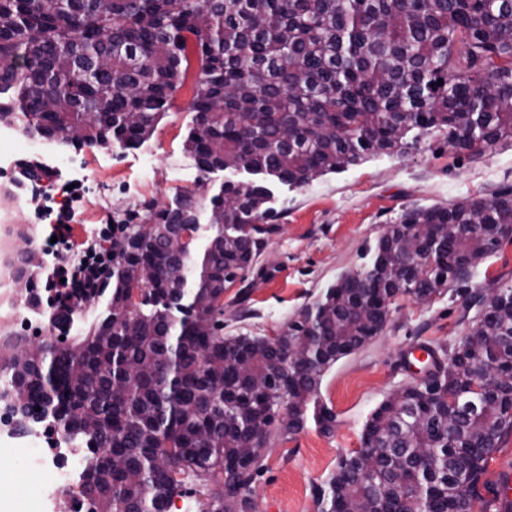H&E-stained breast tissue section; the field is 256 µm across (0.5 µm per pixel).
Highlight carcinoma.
Listing matches in <instances>:
<instances>
[{
    "mask_svg": "<svg viewBox=\"0 0 512 512\" xmlns=\"http://www.w3.org/2000/svg\"><path fill=\"white\" fill-rule=\"evenodd\" d=\"M191 44L184 149L204 173L221 164L259 179L221 186L200 243L199 203L183 247L164 210L147 233L125 225L86 334L0 350V395L21 426L84 443L93 512H170L189 492L203 496L201 512H254L260 449L309 417L334 429L322 377L383 330L391 291L409 285L427 301L512 237L502 232L511 186L409 209L357 279L328 289L279 339L224 335V292L264 249L269 182L304 187L434 132L473 156L512 142V0H0V93L15 95L0 124L75 148L136 149L185 83ZM226 224L250 228L226 234ZM404 237L420 251L414 266L399 261ZM477 334L463 352L418 345L439 355L432 385L476 414L454 415L415 380L391 394L318 490L321 512H474L484 501L488 461L512 436V384L482 396L472 384L489 368L512 372V288ZM296 347L309 366L291 358ZM380 446L393 452L370 458Z\"/></svg>",
    "mask_w": 512,
    "mask_h": 512,
    "instance_id": "1",
    "label": "carcinoma"
}]
</instances>
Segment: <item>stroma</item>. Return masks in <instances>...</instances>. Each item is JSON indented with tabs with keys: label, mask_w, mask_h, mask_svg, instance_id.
I'll return each mask as SVG.
<instances>
[{
	"label": "stroma",
	"mask_w": 512,
	"mask_h": 512,
	"mask_svg": "<svg viewBox=\"0 0 512 512\" xmlns=\"http://www.w3.org/2000/svg\"><path fill=\"white\" fill-rule=\"evenodd\" d=\"M191 97V85L180 88L151 137L134 150L34 143L10 129L9 150L0 154V186L19 183L23 189L14 201L0 202V216L38 230L54 223L59 203L31 199L33 182L24 171L33 163L45 173L68 161L62 176L78 180L81 195L71 220L77 243L102 224L146 222L199 184L214 194L225 182L251 181V174L233 169L200 172L184 151ZM505 186H512V143L473 157L430 135L406 153L370 158L302 188L271 183L276 230L257 264L224 293L225 335L280 334L307 304L368 264L386 228L405 209L487 199ZM511 285L512 242L506 240L475 268L466 286L449 284L428 302L397 299L383 331L322 378L319 396L336 415L333 432L322 433L310 422L261 449L251 485L255 512H319L317 488L327 485L342 455L360 448L371 413L410 381L404 352L424 341L445 345L461 339L481 311L472 295ZM2 448L8 462L0 467V483L15 493L13 512H54L31 470L35 448L6 428L0 430Z\"/></svg>",
	"instance_id": "stroma-1"
}]
</instances>
